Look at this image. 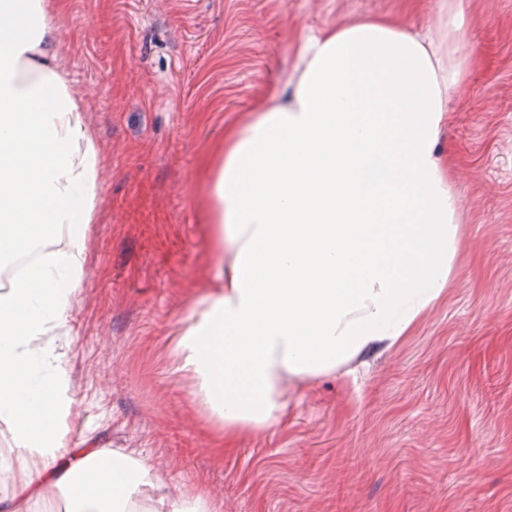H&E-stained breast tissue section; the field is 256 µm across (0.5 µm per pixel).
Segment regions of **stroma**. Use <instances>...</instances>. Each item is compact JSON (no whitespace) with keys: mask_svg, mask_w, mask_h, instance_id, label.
Returning <instances> with one entry per match:
<instances>
[{"mask_svg":"<svg viewBox=\"0 0 512 512\" xmlns=\"http://www.w3.org/2000/svg\"><path fill=\"white\" fill-rule=\"evenodd\" d=\"M438 0H66L59 67L103 158L67 336L77 449L135 452L219 512H512V0H469L438 151L459 195L445 297L367 367L289 393L287 429L224 451L172 348L214 287L206 165L293 71L302 36Z\"/></svg>","mask_w":512,"mask_h":512,"instance_id":"obj_1","label":"stroma"}]
</instances>
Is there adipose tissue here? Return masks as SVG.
Instances as JSON below:
<instances>
[{"label":"adipose tissue","mask_w":512,"mask_h":512,"mask_svg":"<svg viewBox=\"0 0 512 512\" xmlns=\"http://www.w3.org/2000/svg\"><path fill=\"white\" fill-rule=\"evenodd\" d=\"M466 0L441 38L386 19L306 35L273 106L230 139L207 183L218 288L174 353L208 423L234 441L288 426V392L396 346L443 297L457 193L435 155ZM47 0H0V258H35L0 290V470L40 512H141L158 475L134 453L74 456L70 366L56 338L82 285L101 154L56 60Z\"/></svg>","instance_id":"obj_1"}]
</instances>
